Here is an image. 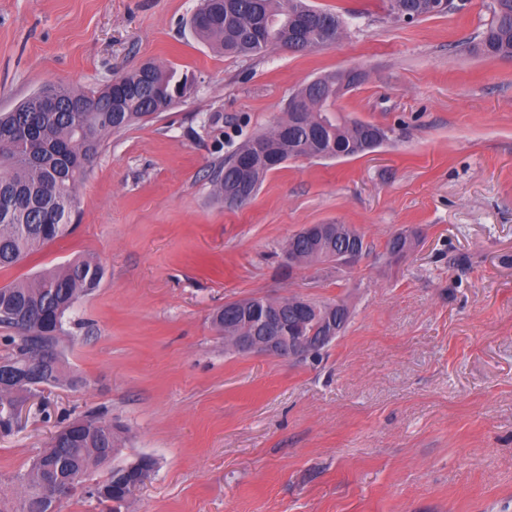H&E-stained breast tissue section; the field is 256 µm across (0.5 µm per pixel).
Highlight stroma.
Returning a JSON list of instances; mask_svg holds the SVG:
<instances>
[{
    "label": "stroma",
    "instance_id": "stroma-1",
    "mask_svg": "<svg viewBox=\"0 0 512 512\" xmlns=\"http://www.w3.org/2000/svg\"><path fill=\"white\" fill-rule=\"evenodd\" d=\"M310 2L345 34L235 57L188 30L198 0H0V112L148 61L195 80L104 143L72 233L0 270L2 286L79 256L104 268L63 338L87 385L40 393L0 433V480L94 411L127 431L118 461L157 463L125 512H512V59L476 51L490 0L411 24L383 0ZM350 67L365 80L340 108L390 143L289 160L240 208L213 195L215 164ZM309 224L354 225L374 249L287 270L282 245ZM403 230L413 248L389 259ZM294 294L351 311L317 359L235 352L211 323Z\"/></svg>",
    "mask_w": 512,
    "mask_h": 512
}]
</instances>
